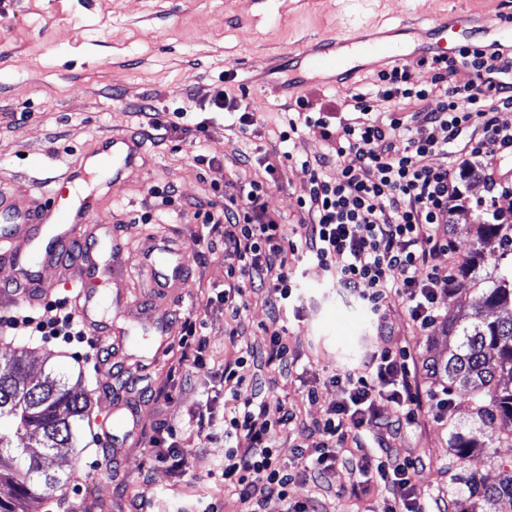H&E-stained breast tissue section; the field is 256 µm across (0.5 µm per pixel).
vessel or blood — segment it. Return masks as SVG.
<instances>
[{
  "mask_svg": "<svg viewBox=\"0 0 512 512\" xmlns=\"http://www.w3.org/2000/svg\"><path fill=\"white\" fill-rule=\"evenodd\" d=\"M486 33V28L474 20L463 23L455 18H438L429 25L425 48L445 54ZM352 51L382 56L397 64L406 58L399 43L366 34L360 28L301 49L298 58L314 71L344 72ZM101 146L116 179L142 148L140 141L114 133L102 136ZM84 176V169L70 167L56 178L44 202L32 209L9 208L6 196L0 195V210L11 212L9 223L0 225V260L15 271L13 280L0 286V306L18 300L32 306L43 304L53 288L44 280L42 271L56 268L60 280L70 285L76 313L87 334L109 350L115 346L112 336L96 320L97 286L103 274L98 254L103 227L96 224L90 201L75 202L71 194L76 180ZM72 252L77 255L73 261L68 258Z\"/></svg>",
  "mask_w": 512,
  "mask_h": 512,
  "instance_id": "b4317fda",
  "label": "vessel or blood"
}]
</instances>
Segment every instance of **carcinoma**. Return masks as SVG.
Returning <instances> with one entry per match:
<instances>
[{"mask_svg":"<svg viewBox=\"0 0 512 512\" xmlns=\"http://www.w3.org/2000/svg\"><path fill=\"white\" fill-rule=\"evenodd\" d=\"M483 234L458 268L460 285L477 276L483 251L481 244L498 242V260L505 273L488 281L475 300L472 320L448 319V335L456 345L448 350L444 372L448 386L471 389L474 410L490 425L512 426V387L500 383L499 374L512 378V219L503 215L481 224ZM486 309H500L505 315L489 320ZM31 372L25 352L0 358V420L8 419L15 434L35 438V445L16 448L8 433L0 432V512H30L28 506L52 495L70 475L54 469V460L81 449V423L89 417V394L67 387L60 379L42 374L28 380ZM479 447L478 441L454 433L453 448L458 458ZM470 496L484 497L497 505L496 512H512V475L497 485L472 481Z\"/></svg>","mask_w":512,"mask_h":512,"instance_id":"1","label":"carcinoma"}]
</instances>
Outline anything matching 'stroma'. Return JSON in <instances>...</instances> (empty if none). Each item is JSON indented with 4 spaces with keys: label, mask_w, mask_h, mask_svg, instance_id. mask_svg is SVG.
<instances>
[{
    "label": "stroma",
    "mask_w": 512,
    "mask_h": 512,
    "mask_svg": "<svg viewBox=\"0 0 512 512\" xmlns=\"http://www.w3.org/2000/svg\"><path fill=\"white\" fill-rule=\"evenodd\" d=\"M512 14V0H0V190L18 207L42 197L50 180L95 151L100 135L128 134L144 147L119 181L104 177L84 183L82 196L96 200L95 219L110 225L125 246L115 265L118 275L98 286L103 303L98 318L115 338L127 343L121 366L101 368L96 348L74 337L35 342L0 334V357L24 349L33 370L49 365L68 384L82 383L91 398L86 447L77 457L60 459L61 471L76 476L63 489L71 503L94 500L99 512H199V502L219 512H243L225 496L219 476L224 464V421L236 402L224 392V362L242 358L238 370L268 403L284 399L301 423L276 433L273 443L281 465L292 466L299 445L308 441L305 424L323 418L339 393L329 378L362 367L377 350L410 351L433 365L448 360L449 341L440 328L414 324L403 299L385 302L387 331H379L370 312L341 293L331 270L293 262L301 296L288 308L273 309L266 293L247 297L240 315L217 301L231 256L224 233H205L194 213L197 204L217 198V185L232 179L243 188L262 180L274 164L277 182L269 204L289 237L300 231L297 205L309 188L306 159L333 153L335 144L319 127L303 128L282 158V114L297 97L317 112L347 117L346 102L369 88L379 66L358 60L349 74L304 71L295 56L306 46L334 39L371 23L395 32L408 45L405 65L412 82L429 86L433 72L420 62L419 46L432 20L451 15L476 17L501 26ZM233 80H226V72ZM227 85L240 109L257 122L241 134L230 116L213 114L205 138L192 146L194 130L164 138L142 137L141 110L167 111L210 99ZM213 166L195 162L196 154ZM175 203H162L168 189ZM461 207L448 229V249L439 268L460 264L477 244V201L487 196L483 181L462 187ZM169 259L186 257L183 280L172 288L148 292L150 245ZM481 244V243H478ZM480 277L499 271L495 242L481 244ZM197 332L184 333L185 322ZM285 327L297 372L288 376L260 359L266 331ZM205 342V365L182 361L187 346ZM455 407L447 423L422 419L401 435L381 432L389 453L418 460L422 466L415 495L427 512H493V504L465 500L464 482L478 478L494 484L512 473V445L499 441L495 427L481 423L472 410L469 389L453 386ZM132 404L137 435L119 438L106 449L97 440V424L111 406ZM173 430L187 465L175 474L150 445L159 432ZM476 436L480 445L465 459L451 448L452 434ZM354 474L345 468L324 478L306 476L292 487L301 499L315 500L320 512H380L384 492L372 487L356 500Z\"/></svg>",
    "instance_id": "stroma-1"
}]
</instances>
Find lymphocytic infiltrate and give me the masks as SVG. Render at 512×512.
<instances>
[{"instance_id": "lymphocytic-infiltrate-1", "label": "lymphocytic infiltrate", "mask_w": 512, "mask_h": 512, "mask_svg": "<svg viewBox=\"0 0 512 512\" xmlns=\"http://www.w3.org/2000/svg\"><path fill=\"white\" fill-rule=\"evenodd\" d=\"M428 65L432 83L421 89L406 66L378 71L368 91L350 98L355 121L331 126L325 116H312L304 99L285 113L281 141L314 124L336 142L334 154L307 164L309 190L298 201L307 220L299 239L288 238L270 209L277 172L271 164L265 167V181L198 206L195 216L204 228L223 227L224 250L233 259L217 301L230 304L237 314L249 289L267 286L279 306H287L298 291L288 257L299 254L333 270L337 287L356 296L372 314H380L393 293L404 299L419 328L438 323V297L456 284L457 276L452 271L439 274L433 259L445 248L444 226L451 202L460 197V182L472 175L484 180L489 192L481 203L485 210L494 206L495 194L512 192L511 181L493 176L501 165L512 164V55L470 44L452 56H431ZM462 72L470 73L469 81H458ZM375 98H401L415 109L380 125L369 117ZM434 155L441 156V163H431ZM334 165L340 174L332 178L327 170ZM275 265L281 269L276 283L265 284L264 271ZM50 309L48 318L33 312L11 316L6 327L40 339L83 335L67 300L55 301ZM239 365L236 359L224 363V388L241 404L224 423V436L234 445L224 455L221 477L225 492L249 512H317L313 500L292 495L297 476L323 478L346 466L349 437L383 429L402 434L424 417L442 423L453 404L447 388L421 389L410 353L382 350L365 363L363 374L331 376L339 398L309 426L311 441L297 447L291 471L280 465L271 439L295 426L298 416L282 402L277 418L266 419V403L243 396ZM385 403L392 406V417L381 414ZM419 469L410 459L366 452L356 465L363 489L376 485L387 490L383 512H423L415 496Z\"/></svg>"}]
</instances>
